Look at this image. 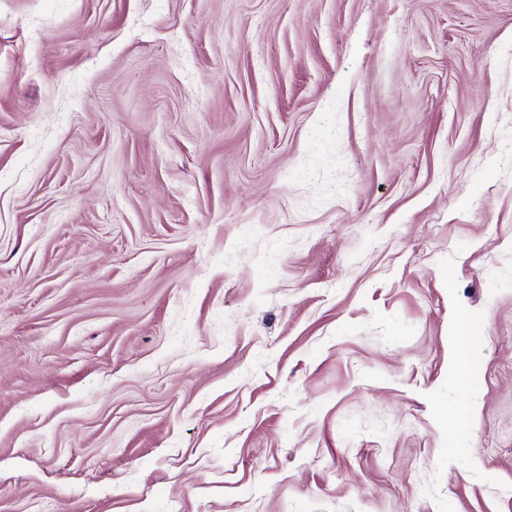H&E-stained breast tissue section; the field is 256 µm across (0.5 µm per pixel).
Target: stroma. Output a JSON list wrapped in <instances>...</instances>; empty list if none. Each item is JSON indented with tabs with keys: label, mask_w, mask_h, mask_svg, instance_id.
<instances>
[{
	"label": "stroma",
	"mask_w": 512,
	"mask_h": 512,
	"mask_svg": "<svg viewBox=\"0 0 512 512\" xmlns=\"http://www.w3.org/2000/svg\"><path fill=\"white\" fill-rule=\"evenodd\" d=\"M0 512H512V0H0ZM475 321L469 316L458 318L452 328L449 339L454 351L453 374L465 385H472L478 379L472 356V339Z\"/></svg>",
	"instance_id": "stroma-1"
}]
</instances>
